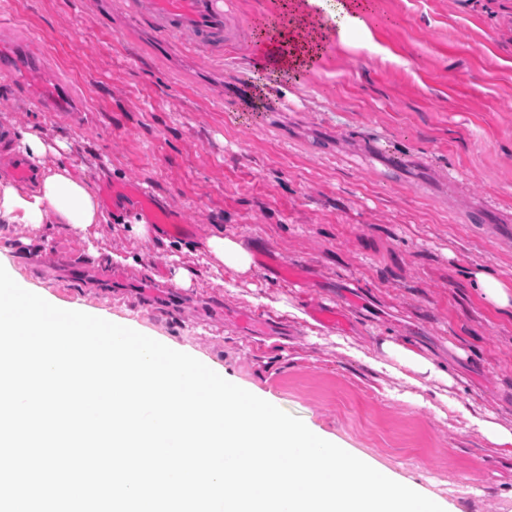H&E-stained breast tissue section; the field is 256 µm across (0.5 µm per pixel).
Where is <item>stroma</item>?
Returning a JSON list of instances; mask_svg holds the SVG:
<instances>
[{
  "label": "stroma",
  "instance_id": "1",
  "mask_svg": "<svg viewBox=\"0 0 512 512\" xmlns=\"http://www.w3.org/2000/svg\"><path fill=\"white\" fill-rule=\"evenodd\" d=\"M1 15L84 110L70 120L0 86V128L67 139L114 215L84 233L9 225L0 265L21 287L222 367L452 512H512V456L461 412L418 407L434 390L374 373L336 343L414 340L455 365L460 399L512 428V316L470 278L482 268L512 280V226L476 208L512 211V0H376L377 53L329 43L300 83L269 90L255 127L240 118L258 81L244 55L186 57L115 0H0ZM126 185L189 222L186 249L161 247L157 225L131 231L138 215L110 195ZM218 226L256 260L233 283L206 263ZM100 246L142 265L105 269ZM280 262L291 278L275 273ZM179 267L193 273L188 287L172 281ZM323 305L342 306L346 323L311 319ZM228 311L288 334L250 339Z\"/></svg>",
  "mask_w": 512,
  "mask_h": 512
}]
</instances>
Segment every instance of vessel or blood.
<instances>
[{
  "instance_id": "obj_1",
  "label": "vessel or blood",
  "mask_w": 512,
  "mask_h": 512,
  "mask_svg": "<svg viewBox=\"0 0 512 512\" xmlns=\"http://www.w3.org/2000/svg\"><path fill=\"white\" fill-rule=\"evenodd\" d=\"M121 4L134 18L147 19L158 35L180 39L192 56L216 58L226 52L253 55L260 51L259 45L247 38L230 0H121ZM41 72L39 56L25 46L0 45V83H27L29 101L39 110L70 111L67 92L45 84ZM121 193L133 202L147 223L176 233L184 231L175 211L158 203L142 187L126 186Z\"/></svg>"
}]
</instances>
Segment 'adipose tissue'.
Wrapping results in <instances>:
<instances>
[{
    "label": "adipose tissue",
    "instance_id": "ef3b65f1",
    "mask_svg": "<svg viewBox=\"0 0 512 512\" xmlns=\"http://www.w3.org/2000/svg\"><path fill=\"white\" fill-rule=\"evenodd\" d=\"M375 0H280L276 16L257 21L258 44H273L275 54L259 57L260 76L276 81L296 80L323 57L329 39L372 54L373 42L369 18ZM64 142L50 143L28 132L19 137L20 152L34 164L46 154L59 155L54 167L43 169L36 189L19 187L0 176V222L4 224H67L86 230L112 219L102 207L96 183L71 163L62 160ZM205 248L213 259L236 274L251 271L253 256L243 241L216 231ZM343 352L384 375H393L417 386L440 384L454 387L448 366L438 362L424 349L404 339H386L379 353L351 339H340Z\"/></svg>",
    "mask_w": 512,
    "mask_h": 512
}]
</instances>
